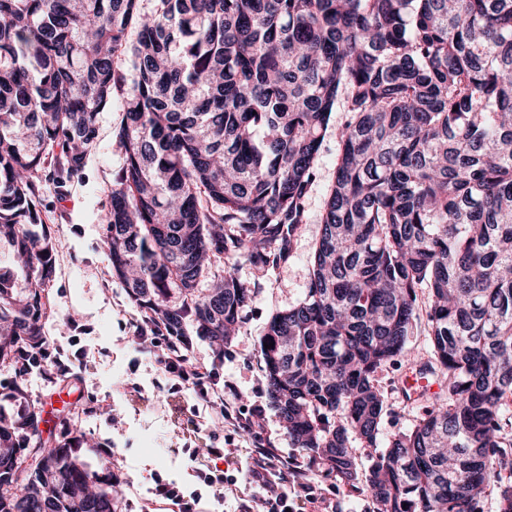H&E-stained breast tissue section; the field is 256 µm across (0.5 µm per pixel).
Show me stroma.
I'll use <instances>...</instances> for the list:
<instances>
[{"label": "stroma", "instance_id": "stroma-1", "mask_svg": "<svg viewBox=\"0 0 512 512\" xmlns=\"http://www.w3.org/2000/svg\"><path fill=\"white\" fill-rule=\"evenodd\" d=\"M120 119L116 102L100 113L98 136L80 177L63 185L41 182L39 209L55 243L46 346L52 352L85 357L77 378L62 387L99 402L96 411L75 418L85 435L80 459L96 471L102 449H111L112 473L122 489L121 512H146L160 483L175 484L185 497H199L201 512H235V501H217L212 489L197 478L191 451L213 444L223 448V457L210 458L209 466L229 474L249 465L248 451L257 433L277 448L282 459L306 456L291 443L269 401L257 349L272 313L296 303L308 285L320 217L334 178L336 142L327 140L320 153L317 181L307 203L308 222L288 260L265 272L244 261L234 267L237 278L258 288L237 336L220 353L209 340L190 338V362L207 363L219 383L234 386V413L245 418L255 406L263 408L256 432L232 426L211 431L197 425L207 409L205 386L175 395L157 387L163 350L146 349L137 339L130 322L140 312L111 275L102 225L112 174L122 163L114 137ZM415 370L414 363L403 360L380 373L385 390L382 436L410 428L422 415L425 398L411 397L403 388ZM312 470L315 502L307 512H373L365 490L350 489L323 464H314Z\"/></svg>", "mask_w": 512, "mask_h": 512}]
</instances>
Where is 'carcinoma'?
<instances>
[{
    "label": "carcinoma",
    "instance_id": "carcinoma-1",
    "mask_svg": "<svg viewBox=\"0 0 512 512\" xmlns=\"http://www.w3.org/2000/svg\"><path fill=\"white\" fill-rule=\"evenodd\" d=\"M142 2L0 0V237L34 286L0 271V364L45 339L39 173L82 174L116 93L112 275L167 333L220 353L257 294L228 267L290 256L333 135L308 286L259 341L269 401L374 512H481L492 485L512 512V0ZM421 324L419 370L446 392L362 473L379 372ZM40 414H0V512H120L109 462L78 461V429L43 440Z\"/></svg>",
    "mask_w": 512,
    "mask_h": 512
}]
</instances>
